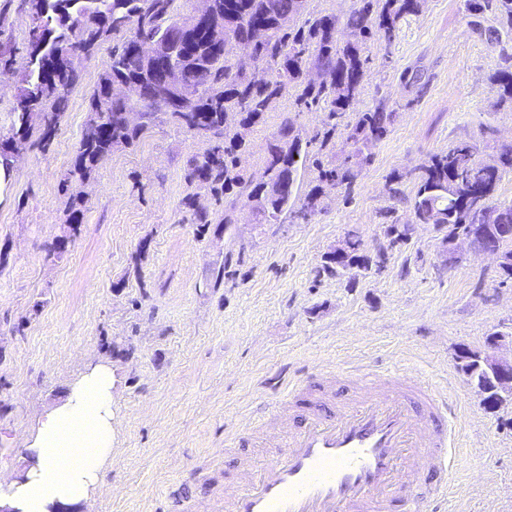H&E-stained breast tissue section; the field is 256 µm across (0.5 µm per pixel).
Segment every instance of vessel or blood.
Returning <instances> with one entry per match:
<instances>
[{
  "mask_svg": "<svg viewBox=\"0 0 512 512\" xmlns=\"http://www.w3.org/2000/svg\"><path fill=\"white\" fill-rule=\"evenodd\" d=\"M454 418L447 394L396 366L308 371L225 437L265 458L239 462L224 512H442Z\"/></svg>",
  "mask_w": 512,
  "mask_h": 512,
  "instance_id": "obj_1",
  "label": "vessel or blood"
}]
</instances>
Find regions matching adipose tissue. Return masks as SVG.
Returning a JSON list of instances; mask_svg holds the SVG:
<instances>
[{"label":"adipose tissue","instance_id":"adipose-tissue-1","mask_svg":"<svg viewBox=\"0 0 512 512\" xmlns=\"http://www.w3.org/2000/svg\"><path fill=\"white\" fill-rule=\"evenodd\" d=\"M118 384L111 363L85 367L30 427L26 466L0 482V506L10 512H60L93 498L111 465L112 394Z\"/></svg>","mask_w":512,"mask_h":512}]
</instances>
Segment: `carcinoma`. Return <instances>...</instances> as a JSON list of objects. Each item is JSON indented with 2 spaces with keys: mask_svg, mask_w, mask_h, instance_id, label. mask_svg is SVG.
I'll return each instance as SVG.
<instances>
[{
  "mask_svg": "<svg viewBox=\"0 0 512 512\" xmlns=\"http://www.w3.org/2000/svg\"><path fill=\"white\" fill-rule=\"evenodd\" d=\"M176 0H27L32 20L29 53L19 77L18 93L11 112V137L25 143L33 131L40 132V144L48 146L61 123L64 93L77 78L78 65L98 43L111 35H122L112 48L109 70L100 78L90 112L79 140L76 158L63 179V185L83 182L119 149L133 148L157 125L169 122L204 136L212 144L192 158L187 180L200 190L221 200L234 189L254 210L260 224H279L290 217L307 219L319 206L320 188L303 190L310 147L319 144L323 151L332 144L334 134L341 138V155L336 164L324 166L314 157L317 179L351 184L348 164L362 168L371 163L369 147L387 136L396 113L381 108L357 111L356 104L367 78L368 59L362 48L373 37L392 43L401 21L420 12L422 0H353L344 28L350 38L342 41L338 19L309 9V0H214L224 8L226 35L249 48L255 71L245 75L238 58L214 44L205 33L187 36L173 59L181 79L193 86L197 95L187 112H166L160 108L142 110V122L131 126L122 113L135 104L109 96L107 88L116 80H133L140 98L148 99L162 72L141 74L131 61L130 40L145 36L167 41L177 30L180 14ZM473 29L498 39L501 32L512 33V0H466ZM300 18V25L285 29L281 19ZM80 49L79 56L56 60L67 47ZM320 73L319 82L302 80L308 64ZM499 101H512V72L503 68L492 79ZM296 92L295 102L307 109L322 102L330 104L331 128L310 139L286 116L280 123L273 161L266 162L265 181L256 185L240 166L247 144L236 128L227 123L237 114L252 126L264 119L283 85ZM475 147L467 142L448 144V152L433 155L420 167L416 177L413 211L418 224H443L448 236L470 229L475 224H504L494 243L512 253V203L499 201L495 193L504 175L512 173V148H503L496 165L482 168L474 160ZM284 185L287 191L269 197L265 185ZM192 208L190 223L198 235L211 224L209 213ZM351 262L367 268L359 255L361 241L348 235Z\"/></svg>",
  "mask_w": 512,
  "mask_h": 512,
  "instance_id": "carcinoma-1",
  "label": "carcinoma"
}]
</instances>
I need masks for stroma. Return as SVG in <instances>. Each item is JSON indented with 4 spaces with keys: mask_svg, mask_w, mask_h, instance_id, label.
Listing matches in <instances>:
<instances>
[{
    "mask_svg": "<svg viewBox=\"0 0 512 512\" xmlns=\"http://www.w3.org/2000/svg\"><path fill=\"white\" fill-rule=\"evenodd\" d=\"M469 21L465 0H424L393 44L368 42L357 107L396 115L372 163L350 185L322 183L324 208L309 222L261 224L240 201L229 232L223 204L187 181L207 139L170 123L115 151L81 187H63L117 39L99 42L64 94L50 145L31 136L0 195V478L25 466V432L67 382L106 359L120 377L112 468L77 512H187L197 502L224 512L234 465L224 435L274 397L272 379L380 360L439 384L463 417L446 512H512V405L487 411L456 365L459 347L512 334V280L494 256L466 249L443 268L442 232L415 223L411 206L417 169L450 143L474 144L480 161L512 146V104L499 103L491 81L512 68V37L478 36ZM30 28L25 0H0V52L13 61L0 72V140ZM286 114L309 135L328 120L284 88L246 132L242 167L253 181ZM76 194L80 232L62 259L48 260L42 247L65 235ZM191 194L212 219L202 237L187 220ZM391 224L409 225L406 240L391 243ZM351 233L361 255L385 253L384 268L324 272Z\"/></svg>",
    "mask_w": 512,
    "mask_h": 512,
    "instance_id": "obj_1",
    "label": "stroma"
}]
</instances>
